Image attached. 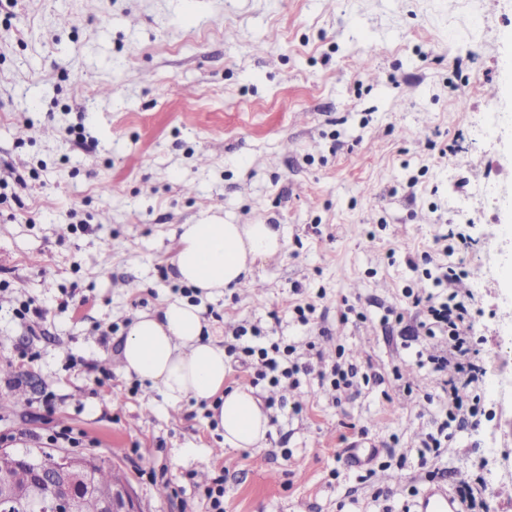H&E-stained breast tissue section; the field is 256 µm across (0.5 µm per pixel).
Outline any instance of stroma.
Masks as SVG:
<instances>
[{"instance_id": "obj_1", "label": "stroma", "mask_w": 512, "mask_h": 512, "mask_svg": "<svg viewBox=\"0 0 512 512\" xmlns=\"http://www.w3.org/2000/svg\"><path fill=\"white\" fill-rule=\"evenodd\" d=\"M510 69L512 0L0 5V446L98 456L144 512H208L219 476L224 512H418L438 468L448 493L475 471L486 494L512 484L509 374L480 378L479 423L441 461L419 455L439 390L417 361L446 341L413 335L432 282L406 263L440 232L468 238L457 288L492 364L512 335V84L485 89ZM485 183L494 202L465 206ZM210 218L281 225L286 246L203 299L170 259L180 225ZM173 296L216 341L256 327L294 362L343 359L352 387L233 367L271 430L223 447L205 407L168 406L122 368L135 314Z\"/></svg>"}]
</instances>
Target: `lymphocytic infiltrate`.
I'll use <instances>...</instances> for the list:
<instances>
[{
	"instance_id": "1",
	"label": "lymphocytic infiltrate",
	"mask_w": 512,
	"mask_h": 512,
	"mask_svg": "<svg viewBox=\"0 0 512 512\" xmlns=\"http://www.w3.org/2000/svg\"><path fill=\"white\" fill-rule=\"evenodd\" d=\"M439 270L437 282L444 285V292H430L414 301L420 316L419 325L424 328L426 336L448 339L447 350L431 359L435 370L450 368L454 371L442 385L446 398L439 408L436 429L428 433L422 442L424 448L435 454L447 447L448 430L452 424L476 423L479 396L475 384L481 372L472 354L471 314L454 288L463 271L452 262L440 264ZM228 351L237 355L243 366L255 367L257 376L269 378L274 385L281 379L293 378L301 371L299 364H287V354L279 345H264L260 334L249 333L243 326L234 331Z\"/></svg>"
}]
</instances>
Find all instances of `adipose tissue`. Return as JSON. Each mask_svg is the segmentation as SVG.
Listing matches in <instances>:
<instances>
[{"mask_svg":"<svg viewBox=\"0 0 512 512\" xmlns=\"http://www.w3.org/2000/svg\"><path fill=\"white\" fill-rule=\"evenodd\" d=\"M284 247V230L276 224H183L172 265L179 282L212 297L247 282L259 263ZM121 359L124 372L167 405L207 404L225 447L264 446L269 412L252 387L228 385L231 368L201 306L175 297L138 313L126 329Z\"/></svg>","mask_w":512,"mask_h":512,"instance_id":"obj_1","label":"adipose tissue"}]
</instances>
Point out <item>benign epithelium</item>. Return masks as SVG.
Here are the masks:
<instances>
[{"label": "benign epithelium", "instance_id": "7a95c632", "mask_svg": "<svg viewBox=\"0 0 512 512\" xmlns=\"http://www.w3.org/2000/svg\"><path fill=\"white\" fill-rule=\"evenodd\" d=\"M1 457L28 470L30 479L19 488L7 477L0 478V512H82L83 502L90 497L100 500V512H142L130 482L119 470L112 469L110 487L102 491L97 475L105 462L99 457L0 448ZM55 485L63 494L46 496L45 490Z\"/></svg>", "mask_w": 512, "mask_h": 512}]
</instances>
